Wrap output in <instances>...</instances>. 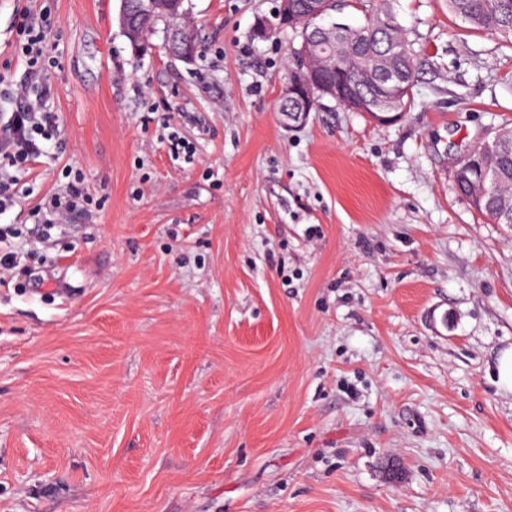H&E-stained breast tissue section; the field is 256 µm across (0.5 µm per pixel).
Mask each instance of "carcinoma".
<instances>
[{"mask_svg": "<svg viewBox=\"0 0 512 512\" xmlns=\"http://www.w3.org/2000/svg\"><path fill=\"white\" fill-rule=\"evenodd\" d=\"M151 7L145 0H121L120 16L136 30V37L130 38L128 31L123 35L135 55L147 51L152 36L163 31L168 22L177 20L186 28H191L184 0H153ZM448 12L468 25L474 31L497 34L512 42V0H446ZM307 0H297L298 16L295 23L286 25L301 39L300 46L293 51L296 59L306 55L313 48L314 28L317 20L309 16ZM349 39L343 46L345 69L351 88L341 98L332 96L326 87L336 84L337 74L314 71V89L310 110H315L320 102L328 98L337 105L353 112L360 111L359 100L377 93L380 67L379 61L391 50H398L399 72L394 95L401 98L400 105L411 103V92L418 80L419 60L412 44L403 36L393 12L381 7L365 15L364 22L351 25ZM169 55L177 60L184 53L196 57L203 50L198 37H193L187 46L165 45ZM496 136L498 144L488 148L483 143L475 145L472 158L482 162L492 173V179L478 188L474 185L469 159L461 160L453 170V178L458 193L482 214L496 224L512 225V127L501 126Z\"/></svg>", "mask_w": 512, "mask_h": 512, "instance_id": "1", "label": "carcinoma"}]
</instances>
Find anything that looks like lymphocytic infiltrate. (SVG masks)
I'll return each instance as SVG.
<instances>
[{
	"mask_svg": "<svg viewBox=\"0 0 512 512\" xmlns=\"http://www.w3.org/2000/svg\"><path fill=\"white\" fill-rule=\"evenodd\" d=\"M50 13L46 6L39 14L24 10L14 18L11 49L24 58L26 69L16 81L0 73V101L13 106L12 111L0 113V206L12 199L16 173L25 170L41 154L42 142L54 136L56 117L49 107L56 93L50 64L51 30L42 22ZM89 201L84 178L77 172L64 193L51 196L44 210L50 223L58 224Z\"/></svg>",
	"mask_w": 512,
	"mask_h": 512,
	"instance_id": "f902f5d3",
	"label": "lymphocytic infiltrate"
}]
</instances>
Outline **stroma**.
<instances>
[{
  "label": "stroma",
  "mask_w": 512,
  "mask_h": 512,
  "mask_svg": "<svg viewBox=\"0 0 512 512\" xmlns=\"http://www.w3.org/2000/svg\"><path fill=\"white\" fill-rule=\"evenodd\" d=\"M278 3L186 0V64L134 56L120 0H52L58 129L0 212V512H512V227L452 178L512 122V44L393 0L407 112L325 99L291 130ZM38 7L0 0L13 77ZM70 168L93 203L41 240Z\"/></svg>",
  "instance_id": "obj_1"
}]
</instances>
